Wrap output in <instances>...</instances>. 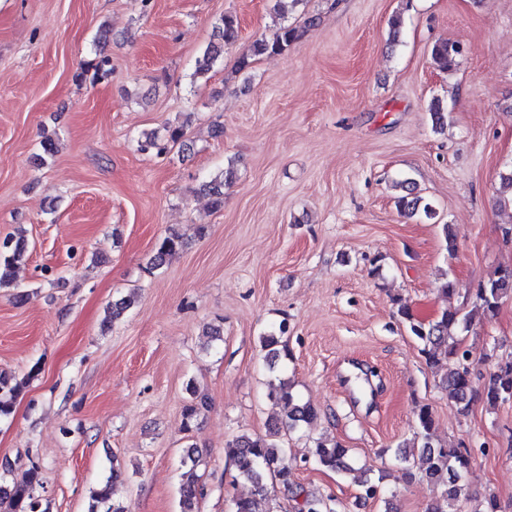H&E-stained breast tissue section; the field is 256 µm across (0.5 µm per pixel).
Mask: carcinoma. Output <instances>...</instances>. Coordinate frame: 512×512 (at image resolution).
Returning a JSON list of instances; mask_svg holds the SVG:
<instances>
[{"mask_svg":"<svg viewBox=\"0 0 512 512\" xmlns=\"http://www.w3.org/2000/svg\"><path fill=\"white\" fill-rule=\"evenodd\" d=\"M239 36V22L236 16L226 14L221 19L219 41L209 44L202 57L196 60L194 78L204 79L214 65L223 57L224 46L234 43ZM299 37V30L290 25L278 28L270 40L258 39L253 43L252 56L279 55L288 50ZM458 49L444 42L436 43L431 51L434 64L443 71L452 69ZM183 126L167 125L166 135L157 132H145L138 140V150L157 156L169 153L171 148L183 137ZM232 171L217 172L210 180L200 185V191L210 196L211 206L215 210L224 204V185ZM405 194L398 197L397 207L411 215L423 208L429 215V206H420L421 198L413 195V189L401 183ZM183 246L182 236L172 230L162 237L150 258L148 271L163 267L166 259ZM28 243L24 235H12L0 241V289L15 288L16 270L24 261ZM512 295V267L496 269L476 290L474 309L462 314L457 309L447 308L435 318L423 321L414 317L409 309L401 305L398 314L404 320L408 332L422 345V354L435 368H444L446 372L439 377V387L448 392L455 411L466 415L475 400L482 401L486 407L494 408L512 399V359H499L491 353L476 357L473 351L463 346L458 332H468L474 319L490 322L498 314L503 299ZM288 332L287 324L279 323L260 337L265 361L269 369H275L281 360L288 357L287 346L281 344V336ZM485 366L483 392L476 396L472 390V377L476 363ZM29 378L21 379L0 372V419L11 415L14 400L26 388ZM189 399L183 407L184 430L189 431L201 409L208 406L207 397L197 393L194 387H187ZM276 396L285 410L283 425H272L264 435L242 434L229 441L225 454L233 462L237 477L252 485L250 495L232 500V512H262L261 506L268 500V481L277 482L284 488L296 486L295 471L297 463L288 457L280 437L281 428L290 432H300L317 418V410L303 401L293 390L288 379L279 381ZM414 439L420 452L422 478L430 484L442 485L439 497L428 504L426 512H462V503L469 496L466 476L471 468L470 452L461 446H448L437 443L433 438L434 418L426 405L414 411ZM112 473L107 479L91 491V504L88 512H127L125 507L113 502V486L121 478L122 472L112 459ZM314 466L335 472L354 473L360 496L365 499L381 498L380 482L373 480L368 471L358 469L349 455V449L339 441L319 438L313 441L311 456L304 460ZM40 485V467L31 462L21 476L0 478V509L3 512H41L42 504L36 496ZM203 488L191 481L180 489V512H199V500ZM299 512H334L325 498L314 492L299 489Z\"/></svg>","mask_w":512,"mask_h":512,"instance_id":"1","label":"carcinoma"}]
</instances>
